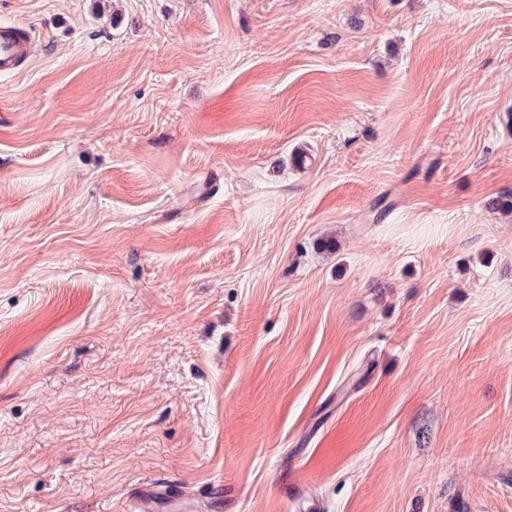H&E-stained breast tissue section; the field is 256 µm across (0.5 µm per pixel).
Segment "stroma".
Segmentation results:
<instances>
[{
	"mask_svg": "<svg viewBox=\"0 0 512 512\" xmlns=\"http://www.w3.org/2000/svg\"><path fill=\"white\" fill-rule=\"evenodd\" d=\"M0 512H512V0H0ZM33 34L16 26L0 27V73L16 72L32 55Z\"/></svg>",
	"mask_w": 512,
	"mask_h": 512,
	"instance_id": "35a3bbf8",
	"label": "stroma"
}]
</instances>
